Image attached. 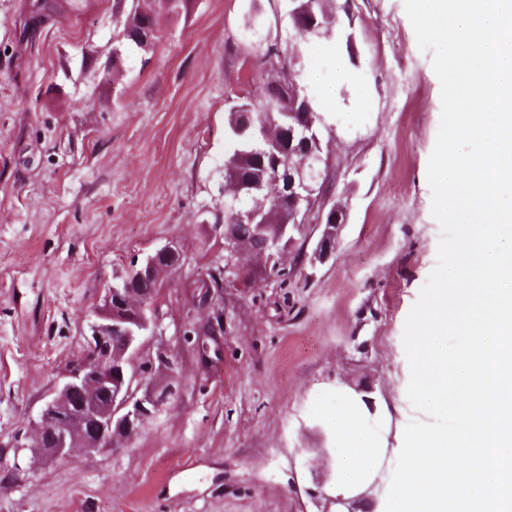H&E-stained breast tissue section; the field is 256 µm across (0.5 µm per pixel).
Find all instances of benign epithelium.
<instances>
[{"mask_svg": "<svg viewBox=\"0 0 512 512\" xmlns=\"http://www.w3.org/2000/svg\"><path fill=\"white\" fill-rule=\"evenodd\" d=\"M272 94L281 102L297 100L299 86L291 71L281 72V80ZM227 135L235 138L255 137L254 119L250 113H235ZM323 129L308 120L301 124H283L279 127V143L293 146L299 143L308 148L306 157L281 165L279 159H267V154L254 149L257 166L265 173L264 187L278 194L288 195L290 207L281 218L278 232L268 239L269 261L283 273L281 255L295 242V234L305 225L315 222L321 233L313 250L310 264L327 260L337 247L345 213L339 206H328L329 198L318 188L314 169L324 161L322 156ZM233 223L248 224L260 231L267 223V215L259 210L232 205ZM253 253L251 240L246 236H229L224 244V270L243 268L244 256ZM179 264V253L173 244H167L147 255L134 265L137 277L155 285L172 274ZM141 292L123 278L106 293L89 324L86 348L94 351L90 361L69 369L45 401L36 427L37 455L65 457L75 450L86 453L107 448H123L129 438L141 431L161 410L173 394V385L162 389L154 386L156 376L165 371L169 381L175 380L174 366L167 354L159 351L153 357L139 359L140 339L156 328L148 318V305L141 300ZM224 303L221 288L205 289L198 297V305L215 310ZM224 314L207 325H194L192 336L223 335ZM120 336L123 345L112 349V338Z\"/></svg>", "mask_w": 512, "mask_h": 512, "instance_id": "1", "label": "benign epithelium"}]
</instances>
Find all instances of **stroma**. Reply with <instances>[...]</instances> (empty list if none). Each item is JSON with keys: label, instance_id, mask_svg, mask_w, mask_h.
I'll use <instances>...</instances> for the list:
<instances>
[{"label": "stroma", "instance_id": "stroma-1", "mask_svg": "<svg viewBox=\"0 0 512 512\" xmlns=\"http://www.w3.org/2000/svg\"><path fill=\"white\" fill-rule=\"evenodd\" d=\"M29 0H0V512H336L334 440L309 415L338 388L425 420L406 396L402 336L437 263L429 156L440 83L404 0H336L332 43L295 37L285 0H189L159 11L152 53L124 55L114 0H65L23 37ZM294 42L328 130L329 196L346 212L313 265L316 224L283 256L288 285L224 291L221 353L186 335L224 262L230 104L265 96L256 61ZM344 72H337V63ZM183 262L152 305L142 355L166 348L178 396L127 448L32 455V425L85 346L116 273L167 243Z\"/></svg>", "mask_w": 512, "mask_h": 512}]
</instances>
